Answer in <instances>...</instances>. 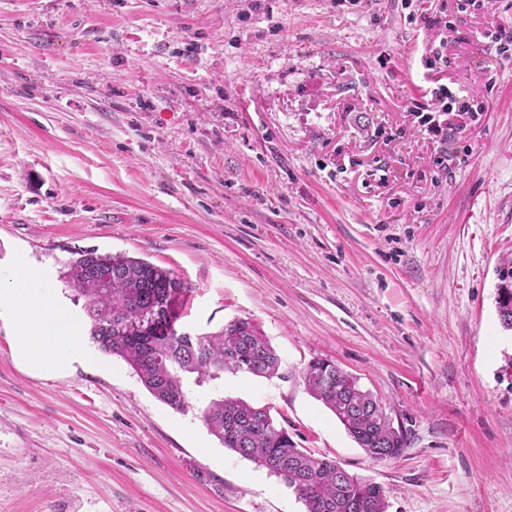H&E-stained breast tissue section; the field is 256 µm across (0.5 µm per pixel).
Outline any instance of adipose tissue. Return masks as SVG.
I'll return each instance as SVG.
<instances>
[{"label": "adipose tissue", "instance_id": "obj_1", "mask_svg": "<svg viewBox=\"0 0 512 512\" xmlns=\"http://www.w3.org/2000/svg\"><path fill=\"white\" fill-rule=\"evenodd\" d=\"M1 320L14 324L16 356L30 368L61 373L78 361L83 336L77 322L48 296L31 292L24 280L0 278Z\"/></svg>", "mask_w": 512, "mask_h": 512}]
</instances>
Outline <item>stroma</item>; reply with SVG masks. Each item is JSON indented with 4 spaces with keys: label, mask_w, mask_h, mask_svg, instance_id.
<instances>
[{
    "label": "stroma",
    "mask_w": 512,
    "mask_h": 512,
    "mask_svg": "<svg viewBox=\"0 0 512 512\" xmlns=\"http://www.w3.org/2000/svg\"><path fill=\"white\" fill-rule=\"evenodd\" d=\"M459 2L0 0V277L27 261L86 329L61 269L127 253L184 283L181 330L252 321L284 372L187 375L177 412L91 342L29 369L0 322V512H304L209 432L223 397L387 512H512V57L485 36L512 0ZM440 84L472 106L435 113L444 144L414 113ZM317 358L379 398L401 456L370 458L306 392ZM499 285L497 286V312L502 327L512 330V262L509 261L507 268L499 272Z\"/></svg>",
    "instance_id": "35a3bbf8"
}]
</instances>
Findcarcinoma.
Here are the masks:
<instances>
[{"mask_svg": "<svg viewBox=\"0 0 512 512\" xmlns=\"http://www.w3.org/2000/svg\"><path fill=\"white\" fill-rule=\"evenodd\" d=\"M60 279L85 300L89 336L106 355L122 359L161 403L182 412L187 398L182 375L215 380L226 371L273 378L281 359L256 325L235 320L214 333L181 332L179 299L186 287L172 272L121 252L80 250ZM497 312L512 330V262L499 272ZM306 392L323 403L368 454L399 457L407 446L394 432L380 402L349 372L310 364L300 371ZM267 407L225 398L203 413L208 430L229 450L282 478L303 502L305 512H386L383 488L336 461L298 448L283 430L271 426Z\"/></svg>", "mask_w": 512, "mask_h": 512, "instance_id": "carcinoma-1", "label": "carcinoma"}]
</instances>
